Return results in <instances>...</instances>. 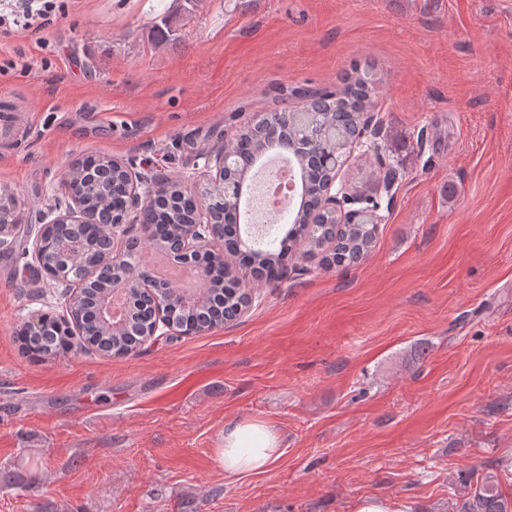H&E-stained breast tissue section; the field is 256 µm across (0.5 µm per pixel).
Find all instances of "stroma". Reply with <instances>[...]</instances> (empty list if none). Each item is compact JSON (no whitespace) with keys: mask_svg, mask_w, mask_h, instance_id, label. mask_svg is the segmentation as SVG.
<instances>
[{"mask_svg":"<svg viewBox=\"0 0 512 512\" xmlns=\"http://www.w3.org/2000/svg\"><path fill=\"white\" fill-rule=\"evenodd\" d=\"M19 51L0 107L36 128L0 140V512H449L497 462L512 493V0H70L0 61ZM364 69L381 152L343 174L384 217L365 259L247 280L240 319L132 356L23 351L19 324L64 305L21 254L75 159L188 185L203 151ZM256 419L282 455L226 480L224 430ZM412 509L406 501L364 498L358 501L355 512H413Z\"/></svg>","mask_w":512,"mask_h":512,"instance_id":"35a3bbf8","label":"stroma"}]
</instances>
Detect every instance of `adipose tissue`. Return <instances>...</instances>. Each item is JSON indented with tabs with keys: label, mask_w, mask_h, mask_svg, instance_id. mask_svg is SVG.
<instances>
[{
	"label": "adipose tissue",
	"mask_w": 512,
	"mask_h": 512,
	"mask_svg": "<svg viewBox=\"0 0 512 512\" xmlns=\"http://www.w3.org/2000/svg\"><path fill=\"white\" fill-rule=\"evenodd\" d=\"M280 441L264 422H240L225 429L219 461L224 476L235 479L268 470L281 456Z\"/></svg>",
	"instance_id": "obj_1"
}]
</instances>
